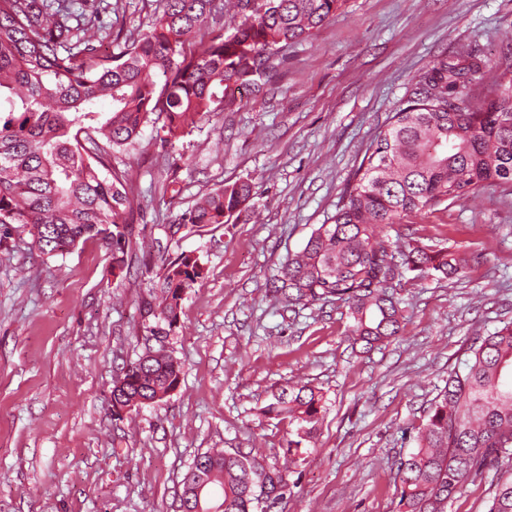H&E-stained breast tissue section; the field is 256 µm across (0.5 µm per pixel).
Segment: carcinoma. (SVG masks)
<instances>
[{
	"mask_svg": "<svg viewBox=\"0 0 512 512\" xmlns=\"http://www.w3.org/2000/svg\"><path fill=\"white\" fill-rule=\"evenodd\" d=\"M157 0L145 32L102 54L110 36L98 11L75 12L68 0H0V225L28 230L44 255L89 238L112 241L113 261L140 250L132 237L134 185L112 165V151L156 127L164 144L236 103L228 83L260 88L270 58L309 38L345 0ZM512 63L466 52L425 71L406 106L379 132L366 167L347 184L332 223L315 229L269 282L285 308L315 302L348 307L354 342L370 351L397 336L405 274L450 280L468 259L452 250L400 245L397 219L444 201L476 196L495 182L512 189ZM252 198L247 181L204 195L181 217L203 227L226 224ZM199 259L164 264L156 303L144 318L177 322L185 291L203 278ZM171 352L136 361L122 374L130 395L163 400L180 382ZM319 399L301 387L264 413L316 423ZM417 447L398 466L403 512H444L467 479L512 462V322L475 334L469 357L448 373ZM213 480L224 512H255L259 489L282 495L281 470L249 453L206 451L182 480L180 502ZM488 512H512V480L497 484Z\"/></svg>",
	"mask_w": 512,
	"mask_h": 512,
	"instance_id": "carcinoma-1",
	"label": "carcinoma"
}]
</instances>
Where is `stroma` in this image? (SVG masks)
I'll return each instance as SVG.
<instances>
[{"label":"stroma","instance_id":"stroma-1","mask_svg":"<svg viewBox=\"0 0 512 512\" xmlns=\"http://www.w3.org/2000/svg\"><path fill=\"white\" fill-rule=\"evenodd\" d=\"M113 32L147 29L155 0H95ZM512 0H346L307 40L272 59L262 91L161 145L152 126L115 150L139 193L134 227L149 250L112 274L111 242L41 254L0 233V512H178L181 481L210 448L262 453L288 489L263 512H401L397 466L470 338L512 321V195L476 197L400 219L402 242L466 250L462 277L407 279L402 330L371 352L336 303L275 304L266 284L330 223L373 141L441 55L504 58ZM177 179L181 192L164 186ZM247 181L229 223L182 214L203 193ZM187 253L205 276L181 302L168 346L180 385L116 414L113 383L144 353L143 308L163 263ZM320 399L314 442L288 448L298 422L263 415L283 389Z\"/></svg>","mask_w":512,"mask_h":512}]
</instances>
